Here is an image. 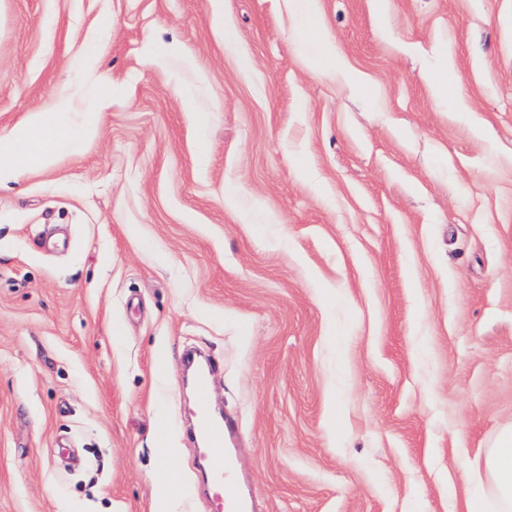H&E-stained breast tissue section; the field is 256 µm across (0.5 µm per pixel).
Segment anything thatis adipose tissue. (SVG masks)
<instances>
[{
	"label": "adipose tissue",
	"mask_w": 512,
	"mask_h": 512,
	"mask_svg": "<svg viewBox=\"0 0 512 512\" xmlns=\"http://www.w3.org/2000/svg\"><path fill=\"white\" fill-rule=\"evenodd\" d=\"M71 103V95H60L54 111H35L26 125L0 135V181L45 168L56 150L96 134L97 117L81 124L59 121ZM465 482L466 512H512V423L500 427L484 456L467 461Z\"/></svg>",
	"instance_id": "adipose-tissue-1"
}]
</instances>
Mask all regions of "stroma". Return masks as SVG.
Listing matches in <instances>:
<instances>
[{
  "instance_id": "obj_1",
  "label": "stroma",
  "mask_w": 512,
  "mask_h": 512,
  "mask_svg": "<svg viewBox=\"0 0 512 512\" xmlns=\"http://www.w3.org/2000/svg\"><path fill=\"white\" fill-rule=\"evenodd\" d=\"M318 11L332 60L288 0H0V134L101 115L0 184V512H210L189 346L255 512H464L512 420V0Z\"/></svg>"
}]
</instances>
